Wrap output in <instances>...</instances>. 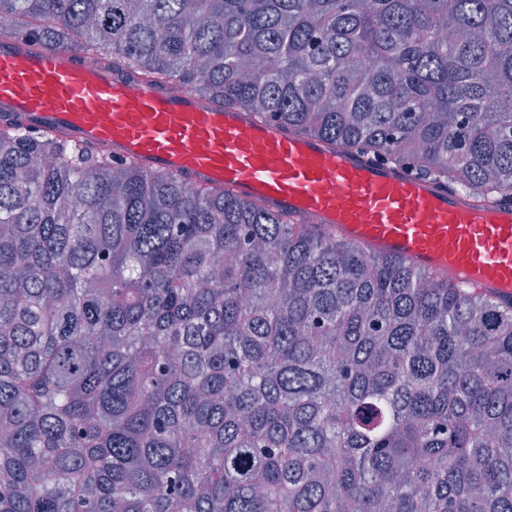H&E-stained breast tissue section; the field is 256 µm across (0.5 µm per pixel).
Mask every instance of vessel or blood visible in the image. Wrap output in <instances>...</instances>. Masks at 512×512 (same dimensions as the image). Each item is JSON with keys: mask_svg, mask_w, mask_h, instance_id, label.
<instances>
[{"mask_svg": "<svg viewBox=\"0 0 512 512\" xmlns=\"http://www.w3.org/2000/svg\"><path fill=\"white\" fill-rule=\"evenodd\" d=\"M0 110L107 144L149 169L333 226L369 252L512 301L510 204H480L406 168L210 108L190 92L118 78L65 48L32 51L21 34L0 38Z\"/></svg>", "mask_w": 512, "mask_h": 512, "instance_id": "obj_1", "label": "vessel or blood"}]
</instances>
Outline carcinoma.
Here are the masks:
<instances>
[{
  "label": "carcinoma",
  "instance_id": "cac0c4a2",
  "mask_svg": "<svg viewBox=\"0 0 512 512\" xmlns=\"http://www.w3.org/2000/svg\"><path fill=\"white\" fill-rule=\"evenodd\" d=\"M1 20L512 201V0H0ZM0 512H512V306L0 115Z\"/></svg>",
  "mask_w": 512,
  "mask_h": 512
}]
</instances>
